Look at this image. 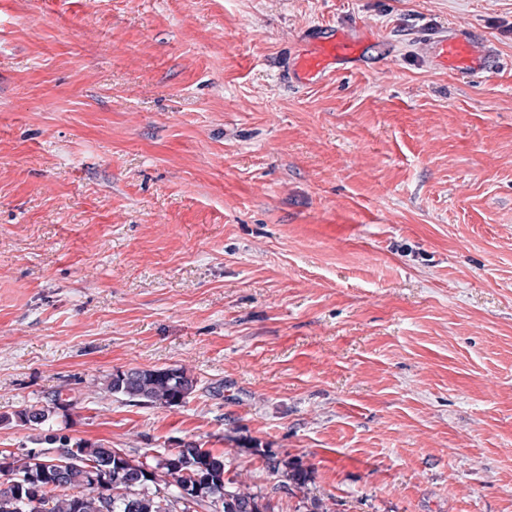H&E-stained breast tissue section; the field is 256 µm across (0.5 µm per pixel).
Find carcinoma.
<instances>
[{"instance_id": "obj_1", "label": "carcinoma", "mask_w": 512, "mask_h": 512, "mask_svg": "<svg viewBox=\"0 0 512 512\" xmlns=\"http://www.w3.org/2000/svg\"><path fill=\"white\" fill-rule=\"evenodd\" d=\"M195 380L177 368L130 369L112 375L106 390L158 407H174L193 392ZM67 404L60 395L51 405H31L17 413L21 425L44 429L50 416ZM49 448L24 454L23 462L0 468V512H271L259 493L242 488L230 476L224 456L187 442L173 451L139 461L103 443L49 433ZM76 449L75 457L69 456ZM267 468L283 473L302 489L310 472L275 454L266 455ZM41 508L25 503L31 494Z\"/></svg>"}]
</instances>
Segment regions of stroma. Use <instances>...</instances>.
Listing matches in <instances>:
<instances>
[{
  "label": "stroma",
  "instance_id": "obj_1",
  "mask_svg": "<svg viewBox=\"0 0 512 512\" xmlns=\"http://www.w3.org/2000/svg\"><path fill=\"white\" fill-rule=\"evenodd\" d=\"M172 367L175 407L105 388ZM58 392L273 512H512V0H0V451ZM357 41L341 30L323 40L311 39L307 49L298 56L297 72L301 79L309 80L326 73L337 60L352 57ZM435 52L440 64L455 72L479 71L485 64L483 51L459 35L440 37ZM266 464L269 470L283 473L294 487L302 489L310 480V472L300 464L289 461L288 458H278L276 454L266 455Z\"/></svg>",
  "mask_w": 512,
  "mask_h": 512
}]
</instances>
